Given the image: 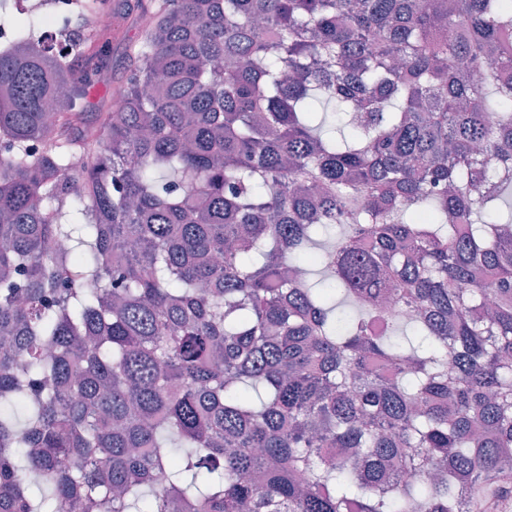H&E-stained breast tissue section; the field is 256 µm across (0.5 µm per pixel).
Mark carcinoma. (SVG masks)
Listing matches in <instances>:
<instances>
[{"label": "carcinoma", "mask_w": 512, "mask_h": 512, "mask_svg": "<svg viewBox=\"0 0 512 512\" xmlns=\"http://www.w3.org/2000/svg\"><path fill=\"white\" fill-rule=\"evenodd\" d=\"M143 13L0 51V512H512V0ZM110 8L107 21L112 28V42L107 48L109 65L103 70L89 92L88 112H108L121 105L120 91L110 94L114 87L120 85L128 67L127 45L133 40L139 29L140 6L138 0H109Z\"/></svg>", "instance_id": "obj_1"}]
</instances>
